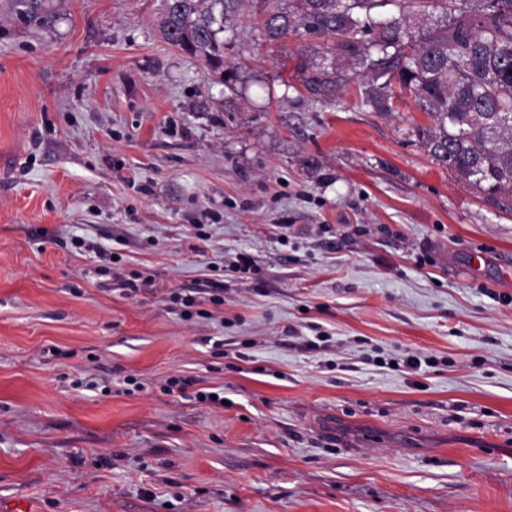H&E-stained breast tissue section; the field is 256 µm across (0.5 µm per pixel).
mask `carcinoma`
Masks as SVG:
<instances>
[{"label": "carcinoma", "instance_id": "1", "mask_svg": "<svg viewBox=\"0 0 512 512\" xmlns=\"http://www.w3.org/2000/svg\"><path fill=\"white\" fill-rule=\"evenodd\" d=\"M247 0H164L165 42L204 58L234 89L225 24ZM267 43L296 35L332 41L299 55L311 99L329 103L359 81L356 103L393 112L409 96L429 124L421 146L491 197L512 196V0H264Z\"/></svg>", "mask_w": 512, "mask_h": 512}]
</instances>
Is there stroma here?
<instances>
[{"label": "stroma", "instance_id": "obj_1", "mask_svg": "<svg viewBox=\"0 0 512 512\" xmlns=\"http://www.w3.org/2000/svg\"><path fill=\"white\" fill-rule=\"evenodd\" d=\"M161 4L0 0V503L512 512V204L413 99L285 90L321 40L240 14L230 90Z\"/></svg>", "mask_w": 512, "mask_h": 512}]
</instances>
